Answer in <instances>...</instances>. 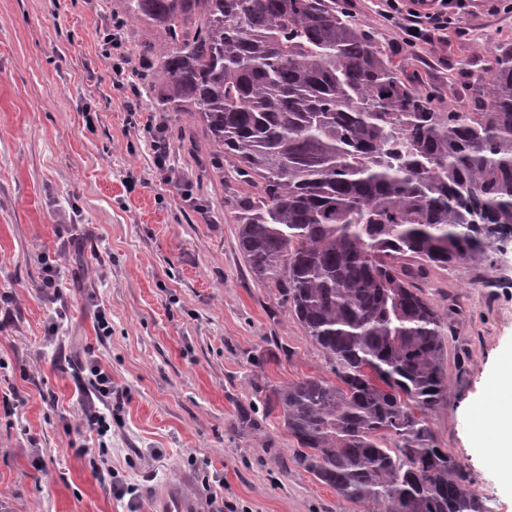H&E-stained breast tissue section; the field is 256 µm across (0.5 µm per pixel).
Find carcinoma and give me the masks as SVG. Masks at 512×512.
<instances>
[{
	"mask_svg": "<svg viewBox=\"0 0 512 512\" xmlns=\"http://www.w3.org/2000/svg\"><path fill=\"white\" fill-rule=\"evenodd\" d=\"M120 6L164 32L163 52L137 44L139 77L250 188L243 260L336 376L275 393L297 464L362 512H488L424 420L446 344L409 263L475 262L512 236V50L475 111L447 110L336 0Z\"/></svg>",
	"mask_w": 512,
	"mask_h": 512,
	"instance_id": "carcinoma-1",
	"label": "carcinoma"
}]
</instances>
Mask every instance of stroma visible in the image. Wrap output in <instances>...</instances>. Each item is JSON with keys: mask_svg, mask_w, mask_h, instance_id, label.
<instances>
[{"mask_svg": "<svg viewBox=\"0 0 512 512\" xmlns=\"http://www.w3.org/2000/svg\"><path fill=\"white\" fill-rule=\"evenodd\" d=\"M336 4L446 105H473L477 76L512 48V11L494 0L462 11L469 38L413 49L380 0ZM119 13V0H0V512H151L173 490L197 512H357L297 464L272 402L286 384L332 379L331 365L246 267L232 169L216 168L193 115L160 111V88L140 80L135 45L166 50L163 33L124 27V77L102 57L99 31ZM415 282L447 346L426 424L466 487L512 512L485 443L486 390L512 359V250L428 265ZM93 361L112 377L103 436L83 415ZM244 414L252 426L237 427ZM103 443L108 481L90 465Z\"/></svg>", "mask_w": 512, "mask_h": 512, "instance_id": "stroma-1", "label": "stroma"}]
</instances>
